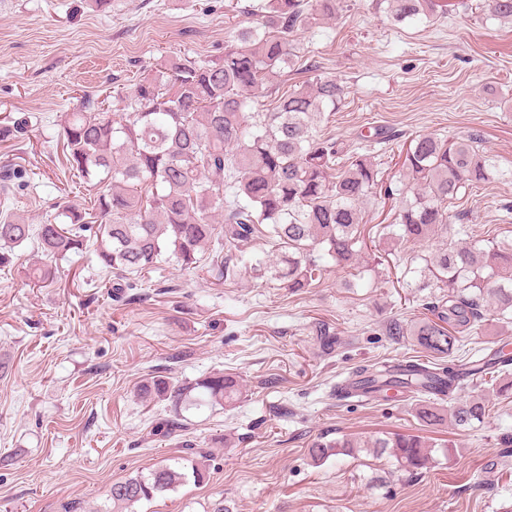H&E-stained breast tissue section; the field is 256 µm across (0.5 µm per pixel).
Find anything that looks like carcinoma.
Segmentation results:
<instances>
[{
    "label": "carcinoma",
    "instance_id": "cac0c4a2",
    "mask_svg": "<svg viewBox=\"0 0 512 512\" xmlns=\"http://www.w3.org/2000/svg\"><path fill=\"white\" fill-rule=\"evenodd\" d=\"M373 7L393 21L432 19L455 10L439 0H375ZM491 19L512 21V0H483ZM342 0H264L250 7L254 16L240 26L236 45L215 59L175 58L135 86L120 118L113 119L93 97L66 114L61 137L69 169L90 182L106 184L96 199L95 219L103 265L122 277L174 261L189 269L197 255L224 233V256L213 261L224 278L248 263L239 246L258 238L276 252L254 259L253 269L294 292L322 278L331 260L341 268L360 264L366 248L360 229L364 205L377 196L400 197L394 222L385 235L420 242L447 227L448 202L485 182L495 164L478 133L448 141L434 135L412 139L402 164L408 183L383 180L374 146L393 136L381 129L358 148L349 141L317 132L314 118L334 112L347 87L333 76L316 72L306 87L279 93V78L299 62L300 48L291 39L314 17L332 19ZM275 95L269 112L253 111L255 94ZM85 214L60 206L53 218L35 226L5 210L0 213V266L10 252L35 238L50 258H64L86 246ZM415 269L437 292L428 302L431 316L409 327L393 322L391 336H408L433 362L416 359L382 362L361 368L358 387L375 398L390 391L420 398L417 418L434 428L443 415L430 397L454 394L487 377L503 380L498 392L512 389V353L501 347L484 358L454 363L465 337L480 323L512 324V241L441 248ZM37 284L50 285L55 271L48 264L29 270ZM144 396L182 406H222L242 393L238 380L214 374L193 384L157 379L141 389ZM488 402L479 395L455 398L448 416L462 429L482 421ZM372 448L394 457L408 477L428 468L431 446L414 434H395L372 441L342 436L315 438L309 455L320 462L331 455H352ZM206 469L191 470L176 462L161 464L146 475L116 481L108 490L105 512H125L132 504L163 497L188 481L199 483Z\"/></svg>",
    "mask_w": 512,
    "mask_h": 512
}]
</instances>
